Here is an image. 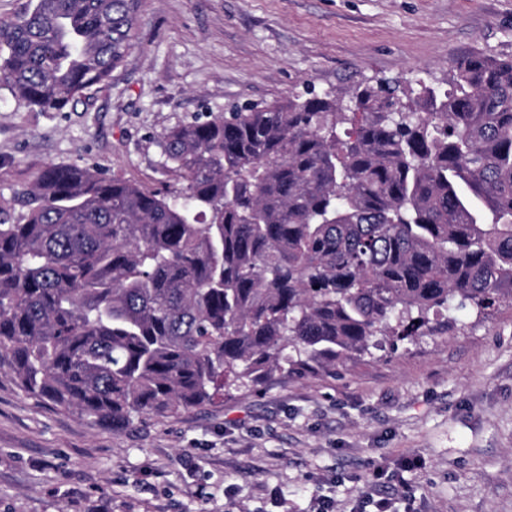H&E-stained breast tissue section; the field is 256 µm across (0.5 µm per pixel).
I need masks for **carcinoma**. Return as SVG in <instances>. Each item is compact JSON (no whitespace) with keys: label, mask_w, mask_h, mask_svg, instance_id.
<instances>
[{"label":"carcinoma","mask_w":512,"mask_h":512,"mask_svg":"<svg viewBox=\"0 0 512 512\" xmlns=\"http://www.w3.org/2000/svg\"><path fill=\"white\" fill-rule=\"evenodd\" d=\"M140 7L28 0L0 19V88L69 111ZM448 84L203 113L159 141L172 185L45 168L25 213L0 207V367L118 432L512 305V57Z\"/></svg>","instance_id":"obj_1"}]
</instances>
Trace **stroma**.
<instances>
[{
    "label": "stroma",
    "mask_w": 512,
    "mask_h": 512,
    "mask_svg": "<svg viewBox=\"0 0 512 512\" xmlns=\"http://www.w3.org/2000/svg\"><path fill=\"white\" fill-rule=\"evenodd\" d=\"M512 55V0H142L138 44L67 112L0 91V206L49 165L156 187L158 139L204 112L447 88L450 61ZM336 376L116 432L0 370V512H512V306ZM385 478L374 479L375 468Z\"/></svg>",
    "instance_id": "35a3bbf8"
}]
</instances>
